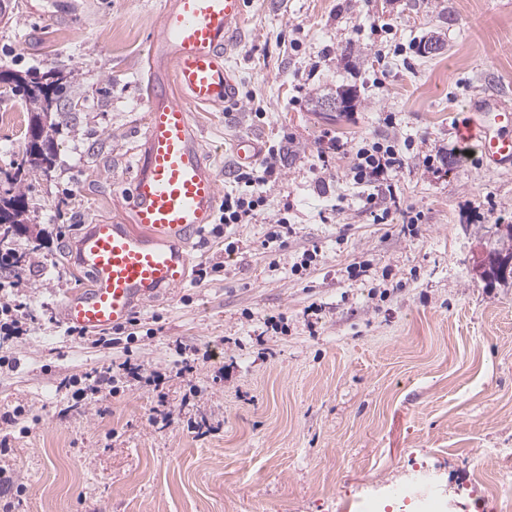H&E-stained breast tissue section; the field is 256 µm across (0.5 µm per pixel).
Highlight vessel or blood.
<instances>
[{"mask_svg": "<svg viewBox=\"0 0 512 512\" xmlns=\"http://www.w3.org/2000/svg\"><path fill=\"white\" fill-rule=\"evenodd\" d=\"M243 12L244 0H167L149 54L144 148L133 166L129 195L117 201L130 210L131 221L90 225L76 242V260L90 283L62 301V325L104 333L186 284L189 248L210 225L219 191L187 106L219 107L234 99L224 49ZM460 132L475 143L486 167L512 164L511 106L484 100ZM261 151L260 140L250 135L233 143L242 167Z\"/></svg>", "mask_w": 512, "mask_h": 512, "instance_id": "vessel-or-blood-1", "label": "vessel or blood"}]
</instances>
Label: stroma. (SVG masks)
Instances as JSON below:
<instances>
[{
	"label": "stroma",
	"instance_id": "obj_1",
	"mask_svg": "<svg viewBox=\"0 0 512 512\" xmlns=\"http://www.w3.org/2000/svg\"><path fill=\"white\" fill-rule=\"evenodd\" d=\"M165 2L0 0V67L72 76L55 168L26 190L42 245L10 294L33 322L0 339V416L25 409L7 438L26 487L12 512H384L419 471L439 487L425 512H512V279L476 270L512 247V165L482 168L456 132L484 98L512 104V0H245L225 57L238 98L191 114L221 190L237 135L278 153L254 187L265 202L191 247L203 282L138 309L112 348L80 344L58 305L89 284L75 242L122 216ZM431 38L442 52L422 53ZM338 87L356 90L352 111H311ZM26 126L1 87L0 166ZM407 140L389 184L350 179L358 148ZM281 218L287 245L266 243ZM128 358L163 384L127 381ZM107 366L118 393L70 406L60 381Z\"/></svg>",
	"mask_w": 512,
	"mask_h": 512
}]
</instances>
